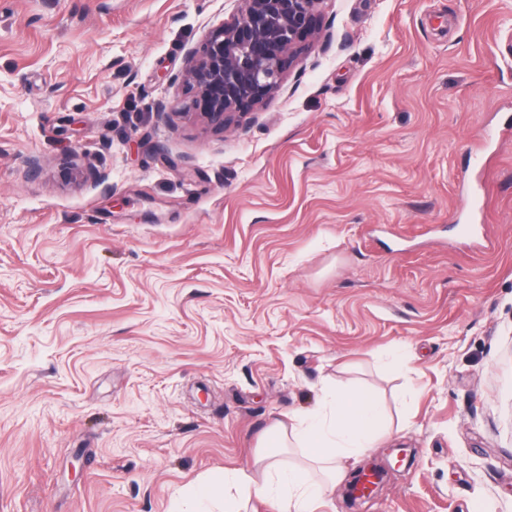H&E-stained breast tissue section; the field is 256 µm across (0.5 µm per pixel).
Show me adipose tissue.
<instances>
[{"label": "adipose tissue", "instance_id": "obj_1", "mask_svg": "<svg viewBox=\"0 0 512 512\" xmlns=\"http://www.w3.org/2000/svg\"><path fill=\"white\" fill-rule=\"evenodd\" d=\"M379 418L377 404L365 394L325 395L317 408L292 414L287 424L274 421L266 431L278 447L293 444L313 449L312 460L324 475L322 482L310 483L294 472L282 474L278 461L265 456L260 460L262 479L243 470L213 473L196 494L202 499L220 498V512H240V504L254 498L284 500L288 512H313L323 493L343 480L345 461L373 447Z\"/></svg>", "mask_w": 512, "mask_h": 512}]
</instances>
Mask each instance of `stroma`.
I'll list each match as a JSON object with an SVG mask.
<instances>
[{"instance_id": "obj_1", "label": "stroma", "mask_w": 512, "mask_h": 512, "mask_svg": "<svg viewBox=\"0 0 512 512\" xmlns=\"http://www.w3.org/2000/svg\"><path fill=\"white\" fill-rule=\"evenodd\" d=\"M239 7L0 0V512H211L328 388L415 457L316 512H512V0H321L215 133L179 77Z\"/></svg>"}]
</instances>
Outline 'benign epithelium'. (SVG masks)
I'll use <instances>...</instances> for the list:
<instances>
[{
  "label": "benign epithelium",
  "mask_w": 512,
  "mask_h": 512,
  "mask_svg": "<svg viewBox=\"0 0 512 512\" xmlns=\"http://www.w3.org/2000/svg\"><path fill=\"white\" fill-rule=\"evenodd\" d=\"M240 14L206 32L183 75V107L209 128L222 131L274 95L296 54L318 43L324 25L323 0H240ZM375 468L383 484L386 470L368 462L346 488L351 500L368 499L360 478Z\"/></svg>",
  "instance_id": "1"
}]
</instances>
